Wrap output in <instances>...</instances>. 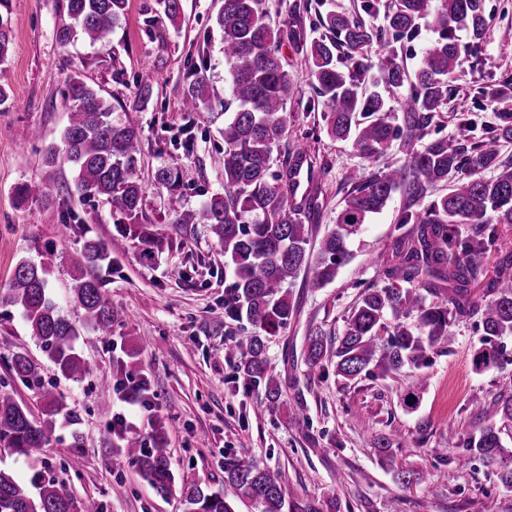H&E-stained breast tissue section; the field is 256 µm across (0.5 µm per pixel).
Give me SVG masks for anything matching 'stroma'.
Instances as JSON below:
<instances>
[{
	"label": "stroma",
	"mask_w": 512,
	"mask_h": 512,
	"mask_svg": "<svg viewBox=\"0 0 512 512\" xmlns=\"http://www.w3.org/2000/svg\"><path fill=\"white\" fill-rule=\"evenodd\" d=\"M220 5L221 0H182L181 19L160 40L151 24L160 11L158 0H128V11L108 43L92 46L58 42L59 0H11L13 48L0 73L11 93L9 108L0 112V288L20 260L38 259V245L52 241L56 252L49 293L69 308V273L79 245L59 240L63 213L86 220L101 239L115 231L108 206L99 202L67 196L45 205L35 199L21 203L13 195L19 183L35 190L49 181H72L71 167H46L42 155L47 144L60 140L70 106L64 92L75 75L115 103V117L141 127L140 174L147 183L143 211L166 246L151 264L140 262L132 245L118 256L108 284L117 319L111 335L79 340L77 350L90 366L81 379L62 376L31 338L20 310L0 304V381L10 383L18 401L36 406L35 392L13 381L9 367L19 352L42 363L45 381L78 415L76 430L82 437L75 451L68 443L71 431L58 429V441L44 454L71 484L76 499L97 498L106 512H188L181 485L195 481L223 491L224 464L244 445L251 448L254 463L286 473L290 498L332 500L336 512H512V489L500 483L495 467L465 457L463 449L452 445L454 438L477 433L491 422L501 428L503 444L512 451V422L494 406L498 398L512 395V364L473 370L471 354L483 335L480 317L457 320L451 328L453 345L431 353L427 387L413 410L401 400L412 381L410 369L344 383L334 372L313 371L304 363L310 330L320 326L342 333L358 295L381 285L380 265L393 238L404 231L398 222L401 194H393L385 209L362 226L351 242V259L331 283L311 288L298 279L290 286L298 313L267 346L270 367L285 384L279 411H268L262 390L246 385L234 361L225 357V343L250 325L224 314V292L231 281L224 253L206 226L175 223L166 190L150 182L158 166L174 161L183 170L186 207H198L224 190V141L218 130L224 125L230 76L215 22ZM262 7L272 27L290 22L309 39L321 33L318 13H361L360 0H262ZM485 8L486 37L476 48L461 38V62L448 77V104L435 116L430 137L452 134L462 113L472 122L474 137L495 133L497 115L487 104L500 85L512 83V41L501 38L504 29L512 28V0H485ZM373 24L410 71L435 39L426 26L415 36L400 37L385 30L383 18H374ZM281 52L294 94L287 105L288 131L273 158L283 162L301 144L324 163L322 207L313 220V233L320 236L334 224L358 182L401 163L404 156L394 145L368 161L350 143L329 137L320 110L313 107L312 79L301 49L286 42ZM191 58L207 71L212 101L203 111L188 114L181 110V95ZM145 77L153 82V100L145 111H128ZM187 125L193 136L188 149L180 144ZM36 129L42 132L38 141L32 136ZM119 360L130 377L118 383L113 376ZM142 377L150 382V412L142 408L134 387ZM298 397L306 406L302 422L288 409ZM154 411L167 428L175 475L176 487L165 498L110 445L113 414L124 413L127 429L147 440ZM423 419L431 424L424 435L417 428ZM381 433L395 439L393 459L379 458L373 448ZM75 452L82 458L76 471L67 466ZM401 471L411 473L412 483H400Z\"/></svg>",
	"instance_id": "obj_1"
}]
</instances>
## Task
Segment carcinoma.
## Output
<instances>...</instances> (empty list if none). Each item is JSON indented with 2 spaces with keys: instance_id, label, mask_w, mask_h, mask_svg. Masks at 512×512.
<instances>
[{
  "instance_id": "1",
  "label": "carcinoma",
  "mask_w": 512,
  "mask_h": 512,
  "mask_svg": "<svg viewBox=\"0 0 512 512\" xmlns=\"http://www.w3.org/2000/svg\"><path fill=\"white\" fill-rule=\"evenodd\" d=\"M68 21L56 29L67 45L78 39L91 44L108 41L115 24L125 15L128 0H63ZM162 17L157 35L181 16V0H159ZM262 0H223L216 16L224 32V59L230 66L231 96L224 104L230 119L219 134L224 139V192L196 209H186L178 193L180 168L166 165L153 174L154 184L166 189L168 209L176 224H205L224 252V266L232 281L224 297V314L244 318L253 332L225 347L237 360V373L250 386L262 388L267 406L283 404L280 377L270 370L266 355L269 337L275 336L297 314L285 285L304 273L313 288L332 282L351 256L349 244L371 215L384 209L392 194L405 200L399 223L410 228L391 245V257L382 267L384 285L367 288L354 305L342 335L320 327L306 336L304 357L311 368L333 366L337 378L389 375L408 366L421 370L428 352L452 345L450 328L460 317L478 314L488 337L512 335V253H498L499 225L512 228V159L500 155L498 143L512 142V112H500L497 134L476 141L464 119L456 134L424 141L435 114L448 102L445 77L459 64L455 30H467L472 45L481 43L487 29L484 0H362V11L383 15L386 27L413 36L425 23L438 38L426 49L415 75L411 94L395 108L378 90L379 84L398 88L408 79L396 48L386 43L374 64L367 51L381 39L379 30L343 12L319 17L325 33L302 41L303 61L312 78L316 101L328 135L351 143L363 159L378 158L398 142L405 160L374 172L358 184L336 215V224L321 238H312L308 220L319 209V195L302 203L292 199L286 161L273 169V150L288 130L286 106L293 86L281 56V34L266 22ZM12 18L9 0H0V66L9 57ZM379 78L369 80L372 68ZM182 111L199 112L209 106V78L205 68L188 61ZM153 85H139L131 104L136 111L152 100ZM67 97L73 102L60 143L47 145L43 162H61L75 172L73 184H48L41 199L48 204L60 195L104 201L112 209L116 234L105 241L86 223L61 224L64 238L81 241L71 275L70 299L80 311L72 321L48 293L49 271L25 259L15 267L0 302L20 309L30 335L47 358L66 377L88 373L77 351L83 335L108 336L115 322L109 297V277L115 254L132 241L144 263L155 262L164 246L163 236L143 216L144 183L139 174L141 129L112 119L114 105L82 78H71ZM490 170L486 177L482 172ZM475 287L480 295L472 294ZM437 301H428V297ZM501 347L489 341L472 353L477 372L499 365ZM12 377L38 391L39 412L19 403L7 384L0 383V444L26 457L32 469L29 483L19 482L0 468V512H103L94 498L77 501L70 484L59 478L44 457L57 426L74 424L54 387L44 383L40 367L23 352L13 355ZM419 374L402 397L415 409L425 390ZM123 453L141 478L160 496L175 484L167 448L166 427L154 418L152 447L145 448L134 432L120 434ZM458 447L498 468L503 486L512 488V464L501 430L484 425L479 435L458 439ZM286 474L263 469L241 447L224 468V482L232 496L248 499L259 512H321L313 501H290ZM190 512H235L223 493L198 483L182 487Z\"/></svg>"
}]
</instances>
